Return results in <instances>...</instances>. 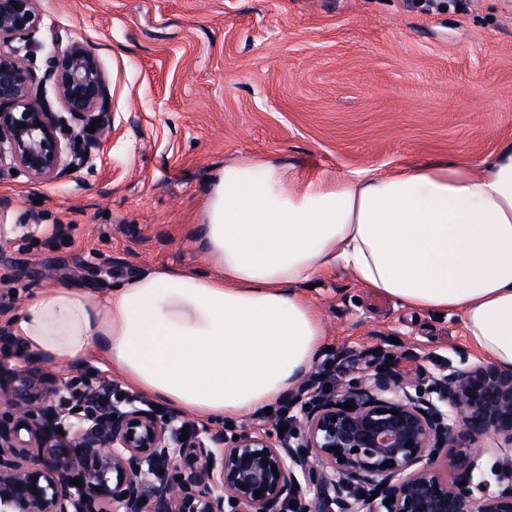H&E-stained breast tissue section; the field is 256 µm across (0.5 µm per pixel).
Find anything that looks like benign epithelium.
<instances>
[{"label": "benign epithelium", "mask_w": 512, "mask_h": 512, "mask_svg": "<svg viewBox=\"0 0 512 512\" xmlns=\"http://www.w3.org/2000/svg\"><path fill=\"white\" fill-rule=\"evenodd\" d=\"M41 21L36 0H0V170L50 181L66 166L40 86L70 115L75 145L109 139L112 118L94 43H54L42 76L32 70L27 38ZM367 355L370 372L358 376ZM389 356L344 352L329 392L292 400L288 438L263 420L237 440L198 426L183 439L181 416L133 395L106 416L78 408L63 428L52 401L78 393L46 361L37 396L0 386V512H287L292 501L301 512H512L511 483L492 491L475 477L493 450L512 478V371L472 362L425 378Z\"/></svg>", "instance_id": "1"}]
</instances>
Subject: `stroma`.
Masks as SVG:
<instances>
[{
  "instance_id": "35a3bbf8",
  "label": "stroma",
  "mask_w": 512,
  "mask_h": 512,
  "mask_svg": "<svg viewBox=\"0 0 512 512\" xmlns=\"http://www.w3.org/2000/svg\"><path fill=\"white\" fill-rule=\"evenodd\" d=\"M45 43L98 47L112 136L49 182L0 176V382L38 360L10 317L33 293L99 292L153 267L208 270L198 244L225 161L266 156L305 180L432 161L483 164L512 144V0L423 12L406 0H37ZM327 343L392 348L400 371L477 361L458 317L366 292L343 271L309 290Z\"/></svg>"
}]
</instances>
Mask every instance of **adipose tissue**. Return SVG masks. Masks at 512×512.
I'll list each match as a JSON object with an SVG mask.
<instances>
[{"instance_id": "1", "label": "adipose tissue", "mask_w": 512, "mask_h": 512, "mask_svg": "<svg viewBox=\"0 0 512 512\" xmlns=\"http://www.w3.org/2000/svg\"><path fill=\"white\" fill-rule=\"evenodd\" d=\"M201 224L210 274L155 267L100 294L62 285L11 325L36 359L96 360L142 395L211 423L277 408L326 343L303 290L336 270L405 308L458 316L512 369V145L297 185L264 157L225 162Z\"/></svg>"}]
</instances>
